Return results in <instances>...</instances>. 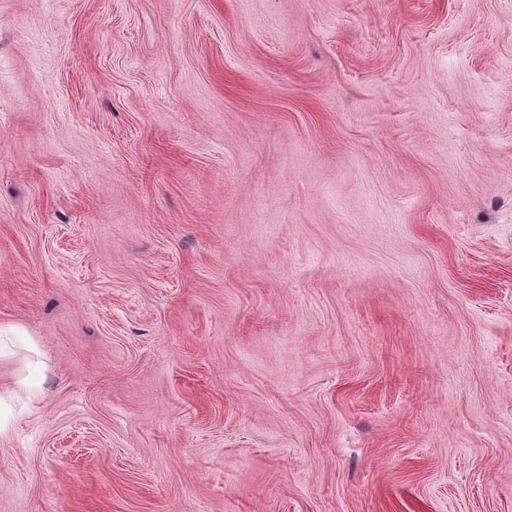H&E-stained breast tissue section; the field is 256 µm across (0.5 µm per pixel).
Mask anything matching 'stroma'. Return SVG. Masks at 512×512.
<instances>
[{
  "instance_id": "1",
  "label": "stroma",
  "mask_w": 512,
  "mask_h": 512,
  "mask_svg": "<svg viewBox=\"0 0 512 512\" xmlns=\"http://www.w3.org/2000/svg\"><path fill=\"white\" fill-rule=\"evenodd\" d=\"M0 512H512V0H0Z\"/></svg>"
}]
</instances>
